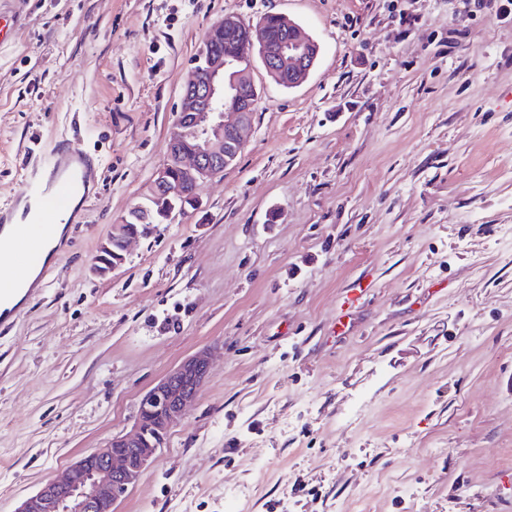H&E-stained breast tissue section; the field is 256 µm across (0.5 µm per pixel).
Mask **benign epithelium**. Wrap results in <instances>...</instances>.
Here are the masks:
<instances>
[{
	"instance_id": "7a95c632",
	"label": "benign epithelium",
	"mask_w": 512,
	"mask_h": 512,
	"mask_svg": "<svg viewBox=\"0 0 512 512\" xmlns=\"http://www.w3.org/2000/svg\"><path fill=\"white\" fill-rule=\"evenodd\" d=\"M283 34L263 37L258 30L241 32L243 22L226 15L212 26L222 34L208 44L201 67L182 87L177 119L170 132L167 157L154 176L151 198L165 200L197 196L188 190L229 167L245 144L258 97L247 65L257 51L268 76L293 88L309 76L319 54L318 44L282 17ZM138 235L128 218L112 225L92 266L98 277L110 275L125 261L126 246ZM210 371V352L202 350L169 371L138 403L130 432L74 462L59 478L47 480L20 502L15 512H114L143 473L154 463L186 405L196 399Z\"/></svg>"
}]
</instances>
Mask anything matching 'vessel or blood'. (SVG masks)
Returning a JSON list of instances; mask_svg holds the SVG:
<instances>
[{
    "label": "vessel or blood",
    "mask_w": 512,
    "mask_h": 512,
    "mask_svg": "<svg viewBox=\"0 0 512 512\" xmlns=\"http://www.w3.org/2000/svg\"><path fill=\"white\" fill-rule=\"evenodd\" d=\"M94 168L73 153L50 154L40 173L26 178L15 198L24 208L38 207L36 224L18 225L11 236L0 239V260L18 270L38 267L43 262L44 244L53 234L55 222L69 206L73 193L89 188Z\"/></svg>",
    "instance_id": "obj_1"
}]
</instances>
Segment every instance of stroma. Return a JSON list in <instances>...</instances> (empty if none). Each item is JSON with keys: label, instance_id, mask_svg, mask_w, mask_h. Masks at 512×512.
<instances>
[{"label": "stroma", "instance_id": "35a3bbf8", "mask_svg": "<svg viewBox=\"0 0 512 512\" xmlns=\"http://www.w3.org/2000/svg\"><path fill=\"white\" fill-rule=\"evenodd\" d=\"M505 0H0V206L98 160L0 331V512L211 369L118 512H512V14ZM320 45L202 207L92 262L149 195L225 14ZM354 304H347L350 294ZM139 237L138 234L129 231L128 215L122 219L120 224H113L109 235L99 247L92 266V273L98 277L110 275L125 261L128 242ZM112 244L116 246L117 251L112 250Z\"/></svg>", "mask_w": 512, "mask_h": 512}]
</instances>
